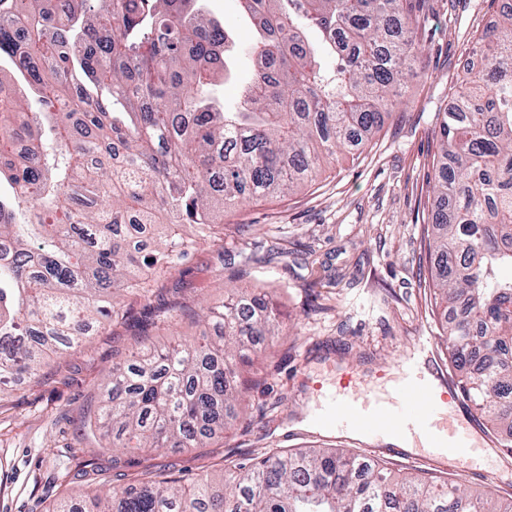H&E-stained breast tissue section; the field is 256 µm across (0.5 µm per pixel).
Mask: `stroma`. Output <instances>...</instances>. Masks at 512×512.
I'll use <instances>...</instances> for the list:
<instances>
[{
	"mask_svg": "<svg viewBox=\"0 0 512 512\" xmlns=\"http://www.w3.org/2000/svg\"><path fill=\"white\" fill-rule=\"evenodd\" d=\"M494 18L489 0H427L418 30L424 56L371 144L324 162L312 186L293 195L226 209L222 245L201 247L158 283L153 305L198 313L223 304L230 280L268 291L282 333L257 353L262 384L240 401L246 425H227L204 448L134 456L126 478L148 467L191 476L280 450L340 448L381 460L397 475L435 472L475 496L512 497V454L500 453L470 402L460 401L458 414L487 442L477 474L424 458L419 448L397 457L387 445L304 423L341 377L361 376L382 390L417 350L440 377H451L441 319L430 305L426 227L435 202L428 182L440 114L452 104L464 58ZM135 341L133 331L104 330L50 360L40 382H19L0 400V512H49L63 497L114 481L112 451L84 417L104 394L113 362ZM89 461L98 472L86 478Z\"/></svg>",
	"mask_w": 512,
	"mask_h": 512,
	"instance_id": "stroma-1",
	"label": "stroma"
}]
</instances>
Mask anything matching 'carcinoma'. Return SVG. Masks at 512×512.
I'll use <instances>...</instances> for the list:
<instances>
[{"label": "carcinoma", "instance_id": "carcinoma-1", "mask_svg": "<svg viewBox=\"0 0 512 512\" xmlns=\"http://www.w3.org/2000/svg\"><path fill=\"white\" fill-rule=\"evenodd\" d=\"M256 29L254 73L236 107L213 95L237 54L201 0H44L0 5V396L94 328L123 325L196 242L137 241L156 224L213 229L234 207L303 185L325 157L382 128L423 57L425 0H237ZM439 122L432 193L435 307L462 396L512 448V0H502ZM121 104L125 112L114 111ZM158 307L136 324L144 352L112 365V400L86 426L127 452L203 448L235 417L242 368L280 312L232 289L190 346L157 348ZM162 320H157V315ZM217 481L146 472L131 488L60 500L52 512H512L437 476H394L337 449L238 462Z\"/></svg>", "mask_w": 512, "mask_h": 512}]
</instances>
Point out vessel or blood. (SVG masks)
Returning a JSON list of instances; mask_svg holds the SVG:
<instances>
[{
	"mask_svg": "<svg viewBox=\"0 0 512 512\" xmlns=\"http://www.w3.org/2000/svg\"><path fill=\"white\" fill-rule=\"evenodd\" d=\"M457 397L452 385L435 386L410 361L399 364L391 379L390 393L380 396L369 388L337 387L317 413L328 430H358L377 438L418 436L442 460L458 465L473 461L484 448L474 425L459 422Z\"/></svg>",
	"mask_w": 512,
	"mask_h": 512,
	"instance_id": "obj_1",
	"label": "vessel or blood"
}]
</instances>
